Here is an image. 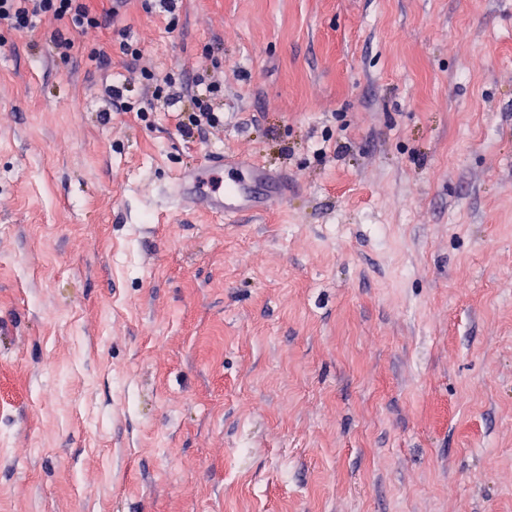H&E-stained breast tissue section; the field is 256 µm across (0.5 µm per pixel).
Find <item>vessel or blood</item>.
<instances>
[{"label":"vessel or blood","instance_id":"obj_1","mask_svg":"<svg viewBox=\"0 0 512 512\" xmlns=\"http://www.w3.org/2000/svg\"><path fill=\"white\" fill-rule=\"evenodd\" d=\"M161 190L179 209L204 210L231 222L285 204L288 179L257 162L225 154L177 171Z\"/></svg>","mask_w":512,"mask_h":512}]
</instances>
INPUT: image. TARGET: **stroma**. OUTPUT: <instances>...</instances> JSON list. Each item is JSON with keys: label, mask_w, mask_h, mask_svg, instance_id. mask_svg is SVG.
Segmentation results:
<instances>
[{"label": "stroma", "mask_w": 512, "mask_h": 512, "mask_svg": "<svg viewBox=\"0 0 512 512\" xmlns=\"http://www.w3.org/2000/svg\"><path fill=\"white\" fill-rule=\"evenodd\" d=\"M90 5L0 28V512H512V0ZM214 152L287 207L170 211ZM88 0H0V27L25 31L46 17L60 24L51 35L56 56L66 60L74 47L75 31L85 38L96 37L105 26V17L93 11ZM205 82L202 78L196 81L198 85ZM206 83V92L209 95L205 98L196 97L194 99L195 110L188 113L187 122L179 121V127L187 135H190L195 128L200 130L207 127L214 129L224 124V113L216 112L212 104L213 99L220 96L221 93L222 96L224 95V78L220 81L219 79H214L213 76Z\"/></svg>", "instance_id": "obj_1"}]
</instances>
